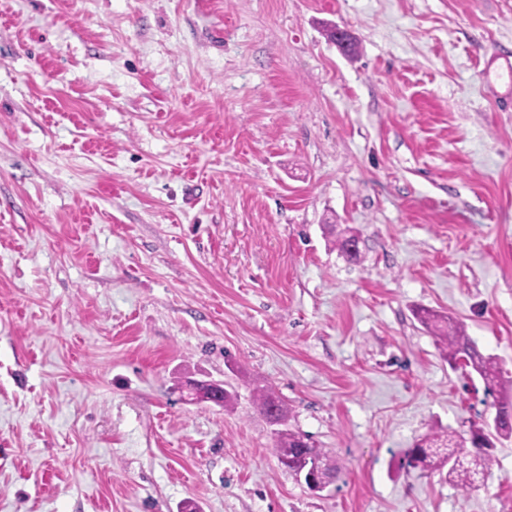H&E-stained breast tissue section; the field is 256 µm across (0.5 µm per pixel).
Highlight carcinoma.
<instances>
[{"mask_svg": "<svg viewBox=\"0 0 512 512\" xmlns=\"http://www.w3.org/2000/svg\"><path fill=\"white\" fill-rule=\"evenodd\" d=\"M416 316L434 330L441 355L452 368L469 367L481 377L485 394L493 398L494 431H488L486 422L473 426L468 438L448 431H432L404 451V465L423 473L443 475L464 491L473 490L484 481L490 468L489 449L496 440L512 436V396L503 394V370L499 363L484 355L460 327L426 308L418 310ZM253 401L261 414L271 418L277 413L287 419L286 405L273 392L256 389ZM273 453L277 458L288 456L287 470L294 474L310 467L327 478L336 473V465L330 462L325 449L315 447L309 438L290 429L275 433Z\"/></svg>", "mask_w": 512, "mask_h": 512, "instance_id": "cac0c4a2", "label": "carcinoma"}]
</instances>
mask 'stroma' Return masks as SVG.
<instances>
[{
	"mask_svg": "<svg viewBox=\"0 0 512 512\" xmlns=\"http://www.w3.org/2000/svg\"><path fill=\"white\" fill-rule=\"evenodd\" d=\"M498 55L512 0H0V512H512V437L468 492L400 465L493 416L416 309L512 379ZM253 401L261 414L273 420L274 416L272 413L276 411V414L281 415L285 423L288 414L287 407L273 392L263 388L256 389L253 392ZM316 446L305 435L299 432L279 430L275 433L273 453L277 459L288 456L287 470L295 476L300 470L312 467L320 475L330 477L336 473V465L332 464L328 452Z\"/></svg>",
	"mask_w": 512,
	"mask_h": 512,
	"instance_id": "obj_1",
	"label": "stroma"
}]
</instances>
